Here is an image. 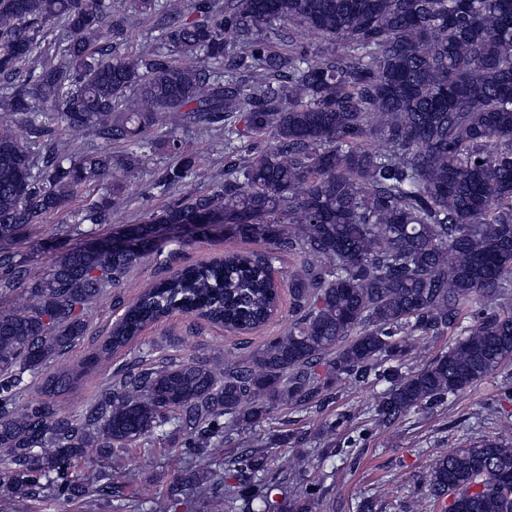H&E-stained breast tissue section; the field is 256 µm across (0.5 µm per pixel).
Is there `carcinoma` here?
I'll list each match as a JSON object with an SVG mask.
<instances>
[{"instance_id": "carcinoma-1", "label": "carcinoma", "mask_w": 512, "mask_h": 512, "mask_svg": "<svg viewBox=\"0 0 512 512\" xmlns=\"http://www.w3.org/2000/svg\"><path fill=\"white\" fill-rule=\"evenodd\" d=\"M155 19V42L119 51L129 22L112 0H0V489L57 505L90 493L112 512H174L193 492L199 512H312L320 486L291 501L275 491L302 478L304 448L288 472L276 449L220 454L234 434L263 426L284 404L306 408L346 384L384 389L348 422L375 429L448 401L512 361V0H132ZM66 30L55 58L44 46ZM311 35V47L299 36ZM24 76L22 83L15 79ZM171 121L224 131L237 153L224 185L151 212L153 225L226 223L298 255L289 276L288 331L240 360H140L75 412L54 397L76 371L28 380L80 345L88 314L148 253L116 249L97 227L123 224L109 145L127 164ZM78 128L99 149L74 154ZM257 142L241 147L244 135ZM180 166L156 184L176 189L200 169L180 140ZM81 213L94 240L41 270L15 242L90 185ZM274 252H231L178 267L140 292L88 357L109 362L150 324L196 314L248 333L278 310ZM460 330L448 350L414 368L413 337ZM174 437L179 467L165 495L130 504L103 476L75 473L89 448L102 457ZM512 442L482 439L435 452L430 502L448 512H512Z\"/></svg>"}]
</instances>
